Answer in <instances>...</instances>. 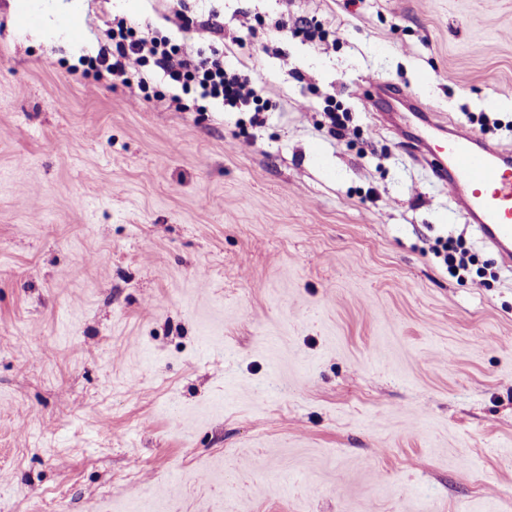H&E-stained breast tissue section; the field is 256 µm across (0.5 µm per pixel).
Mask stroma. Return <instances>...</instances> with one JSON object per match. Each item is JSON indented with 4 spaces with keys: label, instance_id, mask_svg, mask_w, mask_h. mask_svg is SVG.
Here are the masks:
<instances>
[{
    "label": "stroma",
    "instance_id": "35a3bbf8",
    "mask_svg": "<svg viewBox=\"0 0 512 512\" xmlns=\"http://www.w3.org/2000/svg\"><path fill=\"white\" fill-rule=\"evenodd\" d=\"M212 6L263 124L69 74L167 0H0V512H512V268L368 104L512 151V0ZM443 261L448 266V270L459 277H464V273L469 271L473 265L474 255L464 249H458L451 242L448 246H443Z\"/></svg>",
    "mask_w": 512,
    "mask_h": 512
}]
</instances>
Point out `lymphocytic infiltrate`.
<instances>
[{
  "label": "lymphocytic infiltrate",
  "instance_id": "lymphocytic-infiltrate-1",
  "mask_svg": "<svg viewBox=\"0 0 512 512\" xmlns=\"http://www.w3.org/2000/svg\"><path fill=\"white\" fill-rule=\"evenodd\" d=\"M166 21L167 34L152 28L140 32L126 18L106 17L103 36L112 47L89 58V67L98 78L119 80L143 94L155 83L167 85L172 94L164 103L175 112L185 111L181 96L191 91L220 108L259 103L250 75L224 59V25L216 14L196 20L175 9ZM193 28L207 34V46L181 40V33Z\"/></svg>",
  "mask_w": 512,
  "mask_h": 512
}]
</instances>
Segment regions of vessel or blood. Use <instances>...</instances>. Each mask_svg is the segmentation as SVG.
<instances>
[{"label": "vessel or blood", "mask_w": 512, "mask_h": 512, "mask_svg": "<svg viewBox=\"0 0 512 512\" xmlns=\"http://www.w3.org/2000/svg\"><path fill=\"white\" fill-rule=\"evenodd\" d=\"M404 136L431 159L436 177L452 192L481 236L512 265V154L483 142L473 131L435 128L429 113L417 109Z\"/></svg>", "instance_id": "vessel-or-blood-1"}]
</instances>
